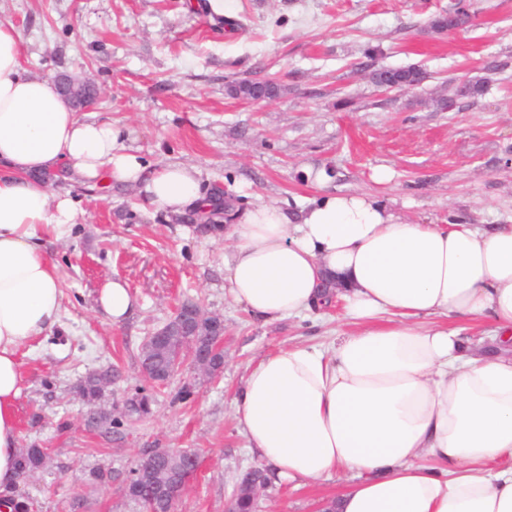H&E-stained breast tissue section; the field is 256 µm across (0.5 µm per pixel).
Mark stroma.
Here are the masks:
<instances>
[{"label":"stroma","instance_id":"1","mask_svg":"<svg viewBox=\"0 0 512 512\" xmlns=\"http://www.w3.org/2000/svg\"><path fill=\"white\" fill-rule=\"evenodd\" d=\"M461 0H224L223 22L201 0H0V23L21 34L27 74L65 73L100 90L89 114L121 129L143 165L198 168L204 192L236 212L273 203L290 217L325 193L365 195L416 224H512V0H462L468 25L431 30ZM495 71H487V63ZM421 66L428 79L383 93L372 69ZM276 81L273 100L227 95L241 80ZM484 80L481 96L436 111L435 95ZM79 209L71 236L50 246L64 289L59 324L21 351L20 445L43 468L11 497L28 512H142L122 485L148 448L192 450L200 467L175 512H224L241 470L259 465L235 396L249 363L291 344H327L350 331L341 308L262 323L224 294V230L200 232L147 205L140 188L52 181ZM125 281L138 301L115 324L98 309L102 285ZM191 299L224 321V369L185 370L156 385L139 372L144 339ZM114 365L120 377L90 412L78 379ZM145 415H127L136 392ZM110 471L106 483L95 469ZM347 478L276 486L263 512H316Z\"/></svg>","mask_w":512,"mask_h":512}]
</instances>
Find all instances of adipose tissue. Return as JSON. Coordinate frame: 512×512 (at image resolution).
I'll return each instance as SVG.
<instances>
[{
  "instance_id": "adipose-tissue-1",
  "label": "adipose tissue",
  "mask_w": 512,
  "mask_h": 512,
  "mask_svg": "<svg viewBox=\"0 0 512 512\" xmlns=\"http://www.w3.org/2000/svg\"><path fill=\"white\" fill-rule=\"evenodd\" d=\"M20 50L0 23V494L18 479L20 349L61 316L47 243L78 217L40 173L64 162L88 185L135 182L173 214L204 200L195 167L145 174L119 128L80 118ZM228 237L224 289L251 316H309L334 286L357 326L249 364L236 413L277 481L352 476L336 512H512V224H410L365 196L327 195L296 224L258 204ZM485 316L490 355L467 336Z\"/></svg>"
}]
</instances>
